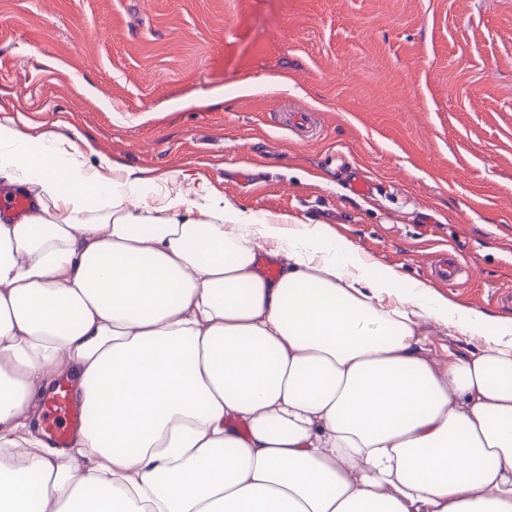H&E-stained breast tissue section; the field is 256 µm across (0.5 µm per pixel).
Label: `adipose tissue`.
<instances>
[{"mask_svg":"<svg viewBox=\"0 0 512 512\" xmlns=\"http://www.w3.org/2000/svg\"><path fill=\"white\" fill-rule=\"evenodd\" d=\"M141 182L0 121V194L33 204L0 220V512H512V322ZM422 315L485 345L432 361ZM64 378L96 424L58 448Z\"/></svg>","mask_w":512,"mask_h":512,"instance_id":"ef3b65f1","label":"adipose tissue"}]
</instances>
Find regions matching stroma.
<instances>
[{"label":"stroma","mask_w":512,"mask_h":512,"mask_svg":"<svg viewBox=\"0 0 512 512\" xmlns=\"http://www.w3.org/2000/svg\"><path fill=\"white\" fill-rule=\"evenodd\" d=\"M309 109L307 141L284 121ZM0 118L512 320V0H0ZM445 251L470 277H431ZM419 323L432 360L484 345Z\"/></svg>","instance_id":"1"}]
</instances>
